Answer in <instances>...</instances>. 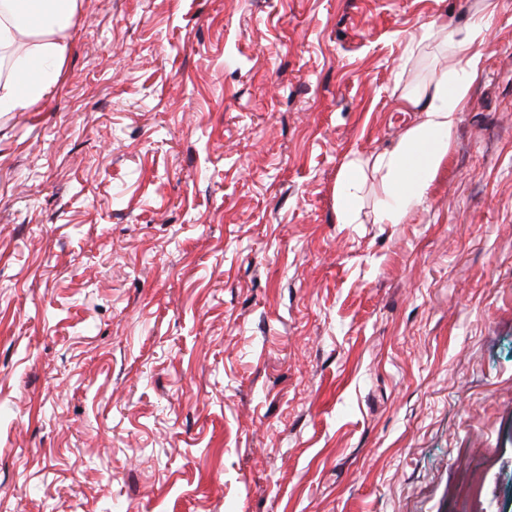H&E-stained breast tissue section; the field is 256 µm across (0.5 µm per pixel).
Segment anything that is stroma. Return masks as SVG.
Instances as JSON below:
<instances>
[{
    "mask_svg": "<svg viewBox=\"0 0 512 512\" xmlns=\"http://www.w3.org/2000/svg\"><path fill=\"white\" fill-rule=\"evenodd\" d=\"M486 0H82L0 118V512H512V0L403 223L352 157ZM361 173L362 160L359 158H351L344 165L342 176L336 186V197L340 212L339 223H356L355 211L351 207L350 201L359 190Z\"/></svg>",
    "mask_w": 512,
    "mask_h": 512,
    "instance_id": "stroma-1",
    "label": "stroma"
}]
</instances>
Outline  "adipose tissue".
I'll return each mask as SVG.
<instances>
[{"label":"adipose tissue","mask_w":512,"mask_h":512,"mask_svg":"<svg viewBox=\"0 0 512 512\" xmlns=\"http://www.w3.org/2000/svg\"><path fill=\"white\" fill-rule=\"evenodd\" d=\"M498 0H488L483 14L465 28L441 27L458 64L436 71L407 105L420 112L392 151L375 157L373 167L388 187L377 213L381 224H400L423 199L448 156L457 114L479 77L474 44L496 13ZM80 0H0V54L9 64L0 69V116L25 112L46 101L61 81V66L72 50L70 30Z\"/></svg>","instance_id":"ef3b65f1"}]
</instances>
